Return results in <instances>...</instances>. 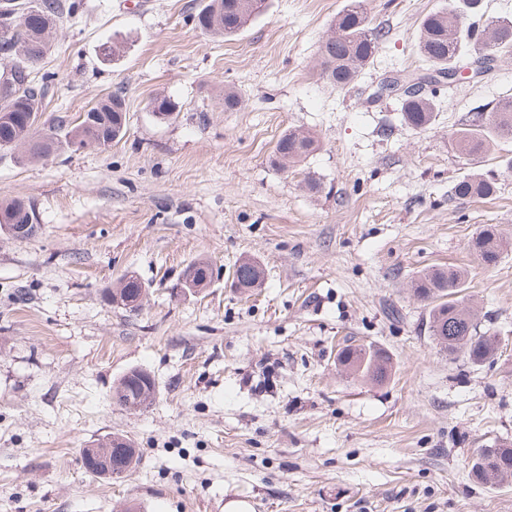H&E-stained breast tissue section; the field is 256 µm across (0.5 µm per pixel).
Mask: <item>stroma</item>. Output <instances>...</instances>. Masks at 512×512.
<instances>
[{"label": "stroma", "instance_id": "1", "mask_svg": "<svg viewBox=\"0 0 512 512\" xmlns=\"http://www.w3.org/2000/svg\"><path fill=\"white\" fill-rule=\"evenodd\" d=\"M347 2L268 0L225 39L195 26L199 0H81L59 29L34 70L51 80L40 126L116 90L129 124L105 150L0 151V201L31 204L41 224L0 235V512H224L231 499L253 512H512V484L470 475L477 449L512 442V246L493 265L469 249L486 224L512 243V140L475 157L453 141L512 98V57L440 87L416 130L369 89L423 67L420 23L448 0H363L387 37L340 87L319 51ZM157 96L174 120L152 115ZM291 130L319 147L282 170L270 156ZM473 174L494 180L491 197L455 194ZM245 256L265 270L248 294L231 280ZM201 259L211 282L185 292ZM433 266L466 270L495 358L449 356L429 335L410 283ZM127 274L146 288L136 311L103 299ZM347 344L385 352L390 377L338 365ZM135 368L156 398L130 412L112 388ZM113 435L141 461L100 479L81 450Z\"/></svg>", "mask_w": 512, "mask_h": 512}]
</instances>
